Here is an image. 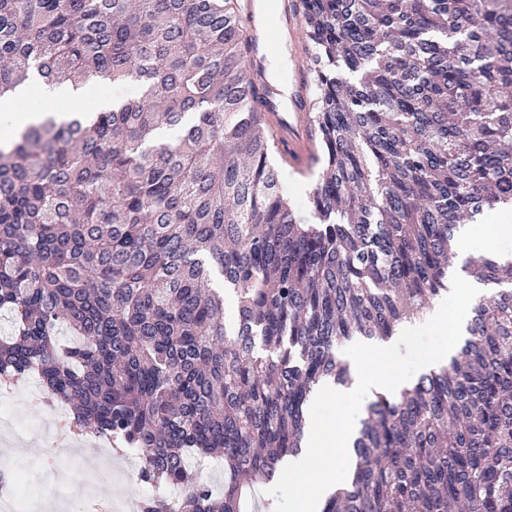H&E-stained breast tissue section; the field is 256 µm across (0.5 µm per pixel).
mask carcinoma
Masks as SVG:
<instances>
[{
  "label": "carcinoma",
  "mask_w": 512,
  "mask_h": 512,
  "mask_svg": "<svg viewBox=\"0 0 512 512\" xmlns=\"http://www.w3.org/2000/svg\"><path fill=\"white\" fill-rule=\"evenodd\" d=\"M302 2L307 217L238 0H0V103L37 77L141 86L0 140V375L138 452L158 490L139 512H243L298 454L316 386L348 383L338 347L430 308L459 225L512 203V0ZM464 271L493 290L463 346L368 402L321 512H512V260ZM192 457L224 461L223 492ZM282 178L286 186L288 187V193L292 199L300 206L305 207L307 204L308 193L312 188V184L316 179L319 172V165L317 164L313 171L316 173L315 176H304L300 172L291 169V167L282 166Z\"/></svg>",
  "instance_id": "cac0c4a2"
}]
</instances>
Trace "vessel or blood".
<instances>
[{"mask_svg":"<svg viewBox=\"0 0 512 512\" xmlns=\"http://www.w3.org/2000/svg\"><path fill=\"white\" fill-rule=\"evenodd\" d=\"M251 52L247 76L264 97L261 118L267 123L281 157L292 166L305 165L318 152L314 118L301 36L306 16L300 0H279L274 20L265 19L258 0H242ZM289 50L292 66L280 80L269 75L271 56Z\"/></svg>","mask_w":512,"mask_h":512,"instance_id":"1","label":"vessel or blood"}]
</instances>
